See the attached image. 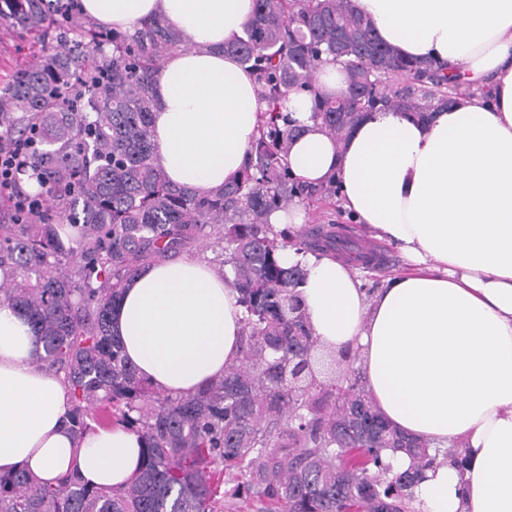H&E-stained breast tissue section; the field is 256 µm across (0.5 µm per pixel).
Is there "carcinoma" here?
I'll return each instance as SVG.
<instances>
[{"mask_svg": "<svg viewBox=\"0 0 512 512\" xmlns=\"http://www.w3.org/2000/svg\"><path fill=\"white\" fill-rule=\"evenodd\" d=\"M9 2L15 26L56 39L45 0ZM254 2L245 37L227 51L252 71L266 109L241 178L219 191L169 184L151 140L153 85L165 56L184 46L161 18L102 39L74 16L68 47L40 45L0 87V138H40L32 175L50 202L25 217L0 199V270L11 275L0 302L39 336L40 362L62 377L76 431L124 425L144 442L139 473L110 491L74 472L55 485L25 469L0 474V512H217L222 494L257 501L262 512H413L420 472L452 456L390 426L355 371L317 379V339L290 293L301 270L281 267L278 250L325 251L347 235L318 229L290 242L268 224L297 199L336 195L333 181L300 187L287 160L284 100L314 91L321 64L341 66L348 83L339 96H314L316 117L338 142L365 111L427 118L448 100L449 78L381 42L351 0ZM210 238L244 308L241 357L193 394L161 395L122 356L112 307L142 266ZM296 369L305 379L290 385ZM387 450L408 455L409 467L393 472ZM225 473L238 480L223 491Z\"/></svg>", "mask_w": 512, "mask_h": 512, "instance_id": "carcinoma-1", "label": "carcinoma"}]
</instances>
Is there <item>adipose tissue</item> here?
<instances>
[{
    "label": "adipose tissue",
    "mask_w": 512,
    "mask_h": 512,
    "mask_svg": "<svg viewBox=\"0 0 512 512\" xmlns=\"http://www.w3.org/2000/svg\"><path fill=\"white\" fill-rule=\"evenodd\" d=\"M377 37L406 58L441 65L471 96L428 119L378 110L343 142L327 134L313 96L346 91L326 64L315 93H290L297 134L288 152L310 187L336 182L343 209L399 249L409 271L374 292L349 262L279 252L302 264L297 285L321 348L356 355L366 391L392 426L430 448L456 447L463 466L425 469L416 512H512V0H352ZM99 25L134 31L161 18L184 37L154 87L152 138L167 179L208 194L238 179L258 136L251 72L225 45L244 37L254 0H79ZM239 292L202 256L147 264L112 310L128 362L156 389L190 394L241 354ZM27 318L0 303V473L45 482L75 471L117 488L140 468L142 441L122 425L73 429L62 380L39 362Z\"/></svg>",
    "instance_id": "obj_1"
}]
</instances>
